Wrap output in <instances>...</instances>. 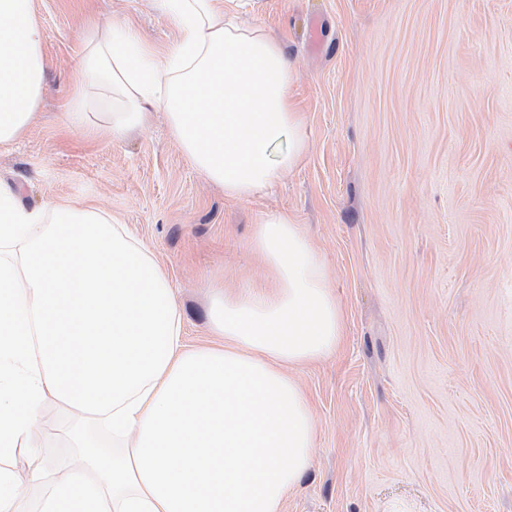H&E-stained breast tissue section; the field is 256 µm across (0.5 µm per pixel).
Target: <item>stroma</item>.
<instances>
[{"instance_id":"35a3bbf8","label":"stroma","mask_w":512,"mask_h":512,"mask_svg":"<svg viewBox=\"0 0 512 512\" xmlns=\"http://www.w3.org/2000/svg\"><path fill=\"white\" fill-rule=\"evenodd\" d=\"M38 118L0 146L36 206L96 205L167 268L187 348L218 344L214 288L262 285L257 221L283 210L333 271L343 336L296 375L318 428L281 512H512V0H254L281 42L309 149L272 189L207 182L164 113L124 138L66 126L89 23L176 40L150 0H37ZM59 470L80 463L44 404Z\"/></svg>"}]
</instances>
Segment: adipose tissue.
<instances>
[{
  "label": "adipose tissue",
  "instance_id": "ef3b65f1",
  "mask_svg": "<svg viewBox=\"0 0 512 512\" xmlns=\"http://www.w3.org/2000/svg\"><path fill=\"white\" fill-rule=\"evenodd\" d=\"M250 0H152L178 32L163 56L130 23L90 25L65 114L90 129L88 86L117 102L118 138L166 113L184 153L231 199L274 187L308 151L292 63ZM44 81L36 0H0V146L36 119ZM263 287L216 290L222 343L189 349L167 270L105 210L22 203L0 180V512L32 486L38 512H281L309 471L317 429L293 369L330 357L343 329L332 271L288 212L256 224ZM62 404L81 470L37 443ZM112 425L111 465L88 454L83 418ZM29 454L28 472L12 464ZM41 418L44 428L51 431L52 434H60L59 429L66 425L68 421V416L63 408L54 400H50L43 405Z\"/></svg>",
  "mask_w": 512,
  "mask_h": 512
}]
</instances>
